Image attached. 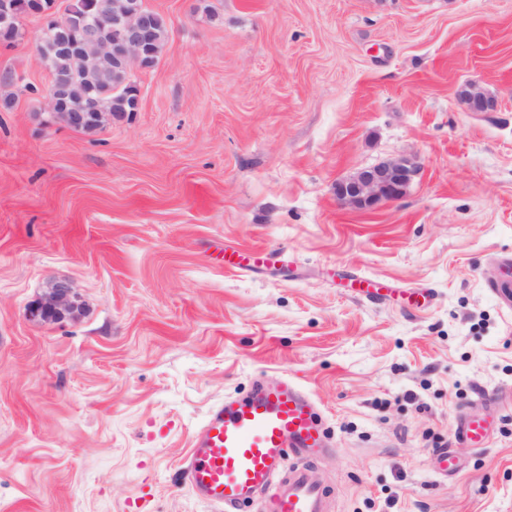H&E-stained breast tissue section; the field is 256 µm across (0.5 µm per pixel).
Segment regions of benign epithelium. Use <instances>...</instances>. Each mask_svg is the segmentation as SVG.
<instances>
[{"label":"benign epithelium","mask_w":512,"mask_h":512,"mask_svg":"<svg viewBox=\"0 0 512 512\" xmlns=\"http://www.w3.org/2000/svg\"><path fill=\"white\" fill-rule=\"evenodd\" d=\"M146 3L117 4L111 16L103 18L88 7L80 17L66 12L56 16L54 49L64 55L77 53L94 69L103 70L114 63L136 72L149 55L145 33L150 24ZM110 26L122 34V47L112 51V40L102 36ZM458 97L471 112H494L495 99L477 82L467 81L458 89ZM420 170L419 162L400 156L362 168L336 183L337 200L357 209L371 210L399 200ZM83 308L80 297L66 279L51 280L44 293L27 309V317L51 324L78 317Z\"/></svg>","instance_id":"1"}]
</instances>
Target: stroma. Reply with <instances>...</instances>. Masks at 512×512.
<instances>
[{
	"label": "stroma",
	"instance_id": "obj_1",
	"mask_svg": "<svg viewBox=\"0 0 512 512\" xmlns=\"http://www.w3.org/2000/svg\"><path fill=\"white\" fill-rule=\"evenodd\" d=\"M146 2L169 39L93 133L49 108L38 22L0 47V512H213L181 461L259 376L316 398L333 512H512V402L481 398L512 392V0ZM398 155L403 199L337 201ZM60 278L82 314L28 319ZM464 414L496 423L446 478ZM458 97L470 112H494L495 99L477 82L467 81L458 89Z\"/></svg>",
	"mask_w": 512,
	"mask_h": 512
}]
</instances>
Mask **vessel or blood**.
Segmentation results:
<instances>
[{
	"instance_id": "b4317fda",
	"label": "vessel or blood",
	"mask_w": 512,
	"mask_h": 512,
	"mask_svg": "<svg viewBox=\"0 0 512 512\" xmlns=\"http://www.w3.org/2000/svg\"><path fill=\"white\" fill-rule=\"evenodd\" d=\"M454 438L484 446L487 423L460 418ZM331 444L309 393L286 379L257 380L246 394L211 406L182 472L189 491L218 512H331V493L311 467Z\"/></svg>"
}]
</instances>
